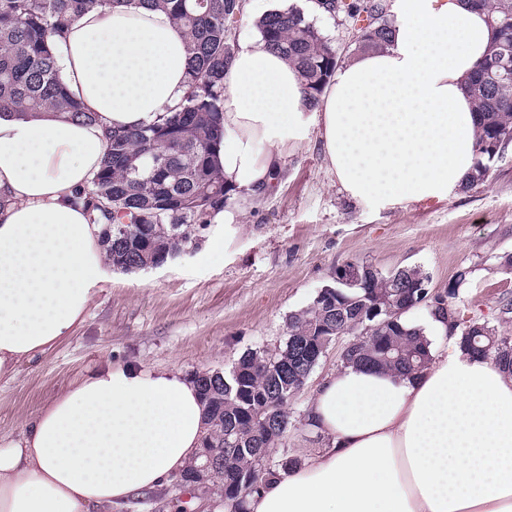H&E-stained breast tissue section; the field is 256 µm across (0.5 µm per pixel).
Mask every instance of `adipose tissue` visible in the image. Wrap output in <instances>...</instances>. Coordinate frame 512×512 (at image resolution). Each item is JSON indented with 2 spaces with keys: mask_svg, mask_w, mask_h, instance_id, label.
<instances>
[{
  "mask_svg": "<svg viewBox=\"0 0 512 512\" xmlns=\"http://www.w3.org/2000/svg\"><path fill=\"white\" fill-rule=\"evenodd\" d=\"M393 14L390 46L339 65L313 108L261 37L242 42L213 148L235 193H264L288 142L314 127L341 190L371 209L463 189L476 159L465 84L491 40L488 17L468 0H394ZM187 43L158 10L85 12L53 52L95 121L0 114V379L71 336L111 279L102 227L73 196L100 169L111 130L181 102ZM402 321L428 340V367L327 375L306 411L327 447L267 479L249 512H512V374L465 352L441 318ZM206 433L194 378L105 364L0 445V512H110L189 469Z\"/></svg>",
  "mask_w": 512,
  "mask_h": 512,
  "instance_id": "adipose-tissue-1",
  "label": "adipose tissue"
}]
</instances>
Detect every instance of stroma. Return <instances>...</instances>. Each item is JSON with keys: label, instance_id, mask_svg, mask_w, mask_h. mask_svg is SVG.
Returning a JSON list of instances; mask_svg holds the SVG:
<instances>
[{"label": "stroma", "instance_id": "1", "mask_svg": "<svg viewBox=\"0 0 512 512\" xmlns=\"http://www.w3.org/2000/svg\"><path fill=\"white\" fill-rule=\"evenodd\" d=\"M274 8L307 12L349 60L359 24L346 14L311 13L310 0H274ZM229 228L212 225L203 238L224 235L223 253L200 251L133 274L114 271L100 283L83 323L43 358L0 380V440L16 439L38 411L104 363L133 362L195 377L229 370L245 351L275 349L287 337L291 314L332 284L336 266L366 262L381 272L420 267L433 290L467 278L458 303L484 314L512 335V153L495 162L487 179L444 201L406 202L373 210L340 189L318 132L282 151L277 182L252 200L232 196ZM332 346L304 388L288 404L282 442L307 457L326 447L305 411L321 380L341 364Z\"/></svg>", "mask_w": 512, "mask_h": 512}]
</instances>
